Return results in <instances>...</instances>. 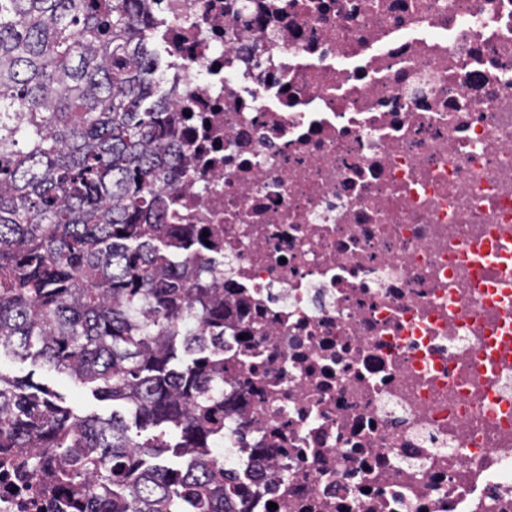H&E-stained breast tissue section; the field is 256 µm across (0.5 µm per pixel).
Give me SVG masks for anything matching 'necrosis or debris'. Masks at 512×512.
Instances as JSON below:
<instances>
[{"label":"necrosis or debris","instance_id":"1","mask_svg":"<svg viewBox=\"0 0 512 512\" xmlns=\"http://www.w3.org/2000/svg\"><path fill=\"white\" fill-rule=\"evenodd\" d=\"M165 221L224 285L235 512H512V0H153Z\"/></svg>","mask_w":512,"mask_h":512}]
</instances>
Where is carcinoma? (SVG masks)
<instances>
[{"label": "carcinoma", "instance_id": "1", "mask_svg": "<svg viewBox=\"0 0 512 512\" xmlns=\"http://www.w3.org/2000/svg\"><path fill=\"white\" fill-rule=\"evenodd\" d=\"M147 3L0 0V353L165 427L137 439L0 374V467L50 485L56 512H224L219 464L157 463L224 436V293L203 225L161 222L189 143Z\"/></svg>", "mask_w": 512, "mask_h": 512}]
</instances>
